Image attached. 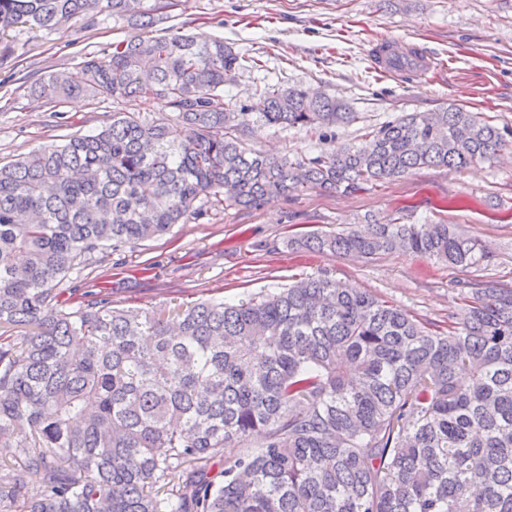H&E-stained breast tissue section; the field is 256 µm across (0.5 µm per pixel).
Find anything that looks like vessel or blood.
I'll return each instance as SVG.
<instances>
[{
    "mask_svg": "<svg viewBox=\"0 0 512 512\" xmlns=\"http://www.w3.org/2000/svg\"><path fill=\"white\" fill-rule=\"evenodd\" d=\"M369 63L380 74L407 83L427 80L440 66L436 58L423 54L412 42L386 36L369 47Z\"/></svg>",
    "mask_w": 512,
    "mask_h": 512,
    "instance_id": "b4317fda",
    "label": "vessel or blood"
}]
</instances>
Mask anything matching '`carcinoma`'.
<instances>
[{
    "mask_svg": "<svg viewBox=\"0 0 512 512\" xmlns=\"http://www.w3.org/2000/svg\"><path fill=\"white\" fill-rule=\"evenodd\" d=\"M144 2L0 0V31L60 30L90 11L148 27L180 0ZM240 68L224 40L185 32L118 42L106 66L87 57L31 84L51 109L152 97L173 117L114 112L94 134L0 165V512H512L511 287L459 283L445 326L327 274L237 303L58 309L74 267L170 232L203 198L256 208L366 190L491 160L509 134L450 103L354 145L273 157L244 146L251 124L326 130L357 115L273 84L235 112L224 84ZM300 244L485 258L445 222L400 216Z\"/></svg>",
    "mask_w": 512,
    "mask_h": 512,
    "instance_id": "1",
    "label": "carcinoma"
}]
</instances>
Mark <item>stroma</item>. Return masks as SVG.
<instances>
[{
    "instance_id": "stroma-1",
    "label": "stroma",
    "mask_w": 512,
    "mask_h": 512,
    "mask_svg": "<svg viewBox=\"0 0 512 512\" xmlns=\"http://www.w3.org/2000/svg\"><path fill=\"white\" fill-rule=\"evenodd\" d=\"M230 43L244 63L225 85L233 108L252 103L265 83L300 86L346 103L355 122L331 138L306 128L253 126L247 146L290 158L359 142L368 128L406 112L455 103L512 130V0H180L176 9L141 27L101 12L68 31L19 24L0 31V161L89 134L122 111L87 95L50 112L29 87L50 72L71 71L84 57L108 63V46L176 28ZM403 37L438 56L445 67L429 84H401L367 61L370 41ZM504 158L460 170L421 168L351 193L312 189L257 208L198 201L186 223L169 234L98 255L62 283L63 311L92 294L114 307L147 310L196 300L230 303L293 283L299 274L329 273L364 288L419 320L444 323L458 306L456 281L512 286V145ZM403 214L407 223L445 220L482 242L485 261L451 267L400 249L363 259L289 246L294 235L336 232Z\"/></svg>"
}]
</instances>
